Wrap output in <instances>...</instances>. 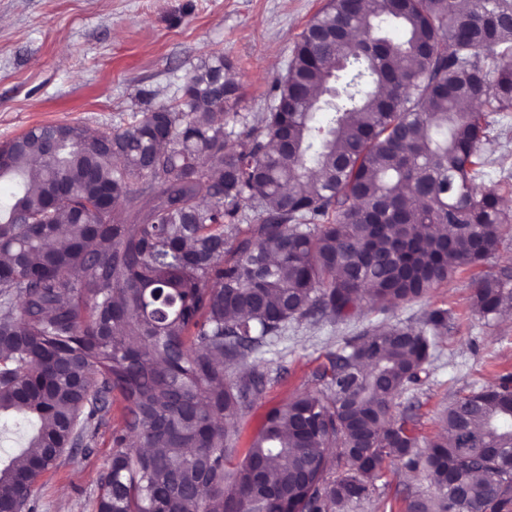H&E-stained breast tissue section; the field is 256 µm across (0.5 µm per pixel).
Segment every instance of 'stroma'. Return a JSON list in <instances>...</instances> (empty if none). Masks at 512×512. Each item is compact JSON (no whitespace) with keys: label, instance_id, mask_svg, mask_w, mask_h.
<instances>
[{"label":"stroma","instance_id":"35a3bbf8","mask_svg":"<svg viewBox=\"0 0 512 512\" xmlns=\"http://www.w3.org/2000/svg\"><path fill=\"white\" fill-rule=\"evenodd\" d=\"M327 0H0V144L46 124H85L111 134L142 113L181 96L192 68L211 53L232 63L240 86L237 111H271L276 85L308 21ZM480 149L490 181L512 183V112H490ZM512 267V224L498 252L479 267L458 268L419 301L379 312L362 305L350 318L293 322L252 353L269 378L238 422L236 457H243L266 412L315 390L314 371L344 339L386 324H420L429 309L453 318L425 382L403 393L397 411L412 415L419 442L441 430L444 410L459 392L512 373V319H484L473 308V282ZM122 429L112 404L87 445L66 450L37 480L29 512H96L99 478ZM431 497L424 472L387 468L370 499L346 512H405L406 494Z\"/></svg>","mask_w":512,"mask_h":512}]
</instances>
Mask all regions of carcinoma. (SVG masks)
<instances>
[{"label":"carcinoma","mask_w":512,"mask_h":512,"mask_svg":"<svg viewBox=\"0 0 512 512\" xmlns=\"http://www.w3.org/2000/svg\"><path fill=\"white\" fill-rule=\"evenodd\" d=\"M230 68L202 59L178 102L120 133L0 144V419L25 430L0 456V512H24L114 393L96 512H231L257 473L259 512H343L387 465L436 489L406 512H512V375L458 397L421 451L394 412L444 308L345 340L236 464L268 373L224 374L293 320L420 300L498 251L512 218L479 144L485 113L512 111V0H328L279 82L285 112L232 111ZM473 305L511 308L509 275L476 280Z\"/></svg>","instance_id":"obj_1"}]
</instances>
